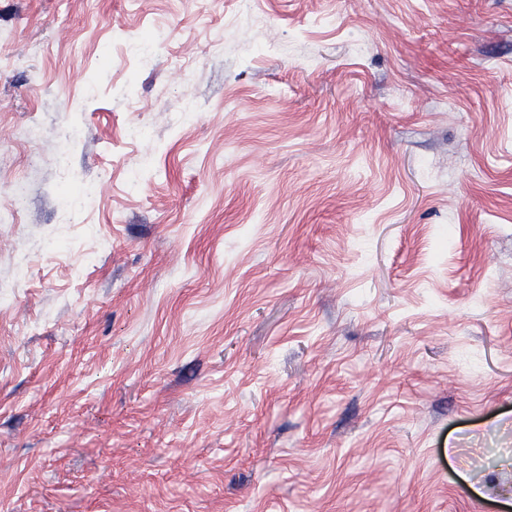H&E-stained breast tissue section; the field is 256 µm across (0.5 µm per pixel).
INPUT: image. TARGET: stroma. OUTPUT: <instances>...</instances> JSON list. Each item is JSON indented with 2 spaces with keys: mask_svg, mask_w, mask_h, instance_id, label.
Listing matches in <instances>:
<instances>
[{
  "mask_svg": "<svg viewBox=\"0 0 512 512\" xmlns=\"http://www.w3.org/2000/svg\"><path fill=\"white\" fill-rule=\"evenodd\" d=\"M0 512H512V0H0Z\"/></svg>",
  "mask_w": 512,
  "mask_h": 512,
  "instance_id": "1",
  "label": "stroma"
}]
</instances>
